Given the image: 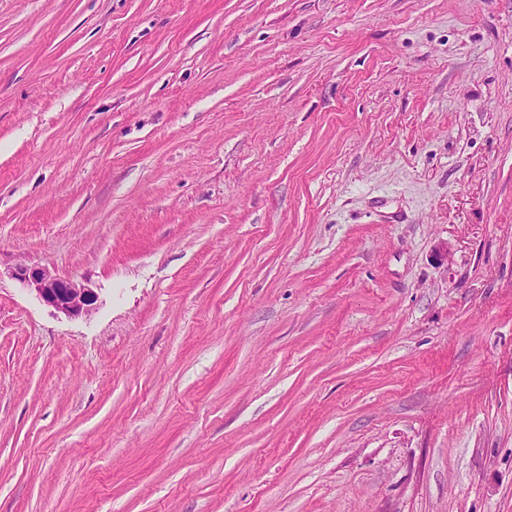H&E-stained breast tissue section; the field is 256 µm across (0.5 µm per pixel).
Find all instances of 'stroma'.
<instances>
[{"instance_id":"35a3bbf8","label":"stroma","mask_w":512,"mask_h":512,"mask_svg":"<svg viewBox=\"0 0 512 512\" xmlns=\"http://www.w3.org/2000/svg\"><path fill=\"white\" fill-rule=\"evenodd\" d=\"M0 512H512V0H0ZM11 276L55 312L68 317L88 315L95 307L96 294L86 285L52 274L41 267H17Z\"/></svg>"}]
</instances>
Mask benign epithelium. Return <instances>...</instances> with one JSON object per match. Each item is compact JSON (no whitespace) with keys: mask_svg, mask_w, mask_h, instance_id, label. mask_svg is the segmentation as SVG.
Masks as SVG:
<instances>
[{"mask_svg":"<svg viewBox=\"0 0 512 512\" xmlns=\"http://www.w3.org/2000/svg\"><path fill=\"white\" fill-rule=\"evenodd\" d=\"M11 276L55 312L68 317L89 314L97 297L92 289L69 278L61 277L41 267H17Z\"/></svg>","mask_w":512,"mask_h":512,"instance_id":"1","label":"benign epithelium"}]
</instances>
